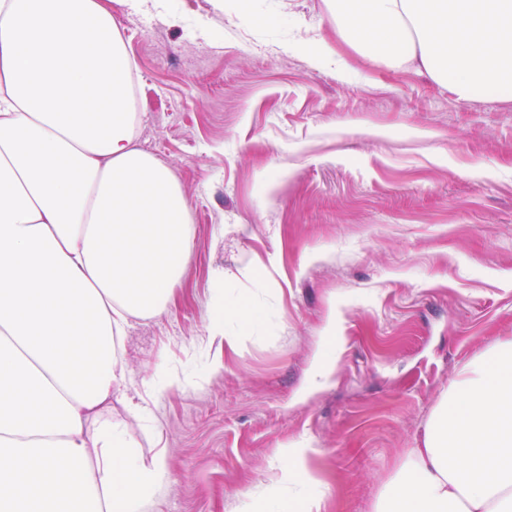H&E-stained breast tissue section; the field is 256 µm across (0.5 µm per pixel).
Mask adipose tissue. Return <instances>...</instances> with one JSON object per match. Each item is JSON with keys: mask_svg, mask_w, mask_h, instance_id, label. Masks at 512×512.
Segmentation results:
<instances>
[{"mask_svg": "<svg viewBox=\"0 0 512 512\" xmlns=\"http://www.w3.org/2000/svg\"><path fill=\"white\" fill-rule=\"evenodd\" d=\"M363 58L457 99L512 101V0H335ZM112 0H0V512H140L144 457L117 349L162 312L191 249L171 171L134 144ZM372 512H512V337L468 362Z\"/></svg>", "mask_w": 512, "mask_h": 512, "instance_id": "adipose-tissue-1", "label": "adipose tissue"}]
</instances>
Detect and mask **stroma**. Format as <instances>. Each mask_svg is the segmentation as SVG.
I'll list each match as a JSON object with an SVG mask.
<instances>
[{
  "instance_id": "stroma-1",
  "label": "stroma",
  "mask_w": 512,
  "mask_h": 512,
  "mask_svg": "<svg viewBox=\"0 0 512 512\" xmlns=\"http://www.w3.org/2000/svg\"><path fill=\"white\" fill-rule=\"evenodd\" d=\"M165 3L112 0L135 144L169 167L193 231L167 309L131 321L112 396L116 415L148 406L132 430L166 456L147 512H236L286 485L288 448L321 512H371L450 381L512 336V102L365 62L329 0ZM302 29L348 69L285 52ZM221 295L260 317L229 322L232 349L205 330ZM324 345L335 369L303 394Z\"/></svg>"
}]
</instances>
